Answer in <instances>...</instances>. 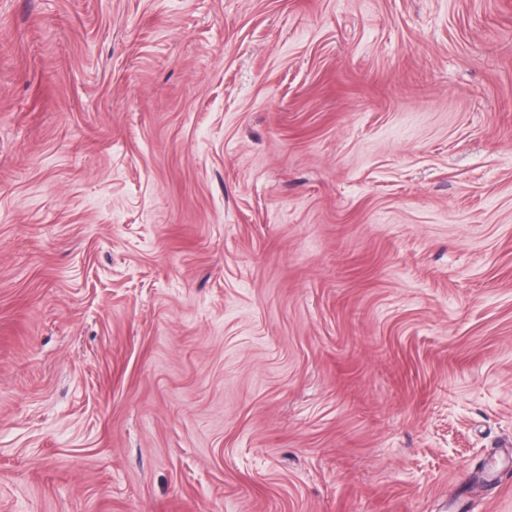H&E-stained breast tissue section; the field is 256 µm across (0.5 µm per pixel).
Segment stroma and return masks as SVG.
Returning <instances> with one entry per match:
<instances>
[{
  "mask_svg": "<svg viewBox=\"0 0 512 512\" xmlns=\"http://www.w3.org/2000/svg\"><path fill=\"white\" fill-rule=\"evenodd\" d=\"M0 512H512V0H0Z\"/></svg>",
  "mask_w": 512,
  "mask_h": 512,
  "instance_id": "1",
  "label": "stroma"
}]
</instances>
